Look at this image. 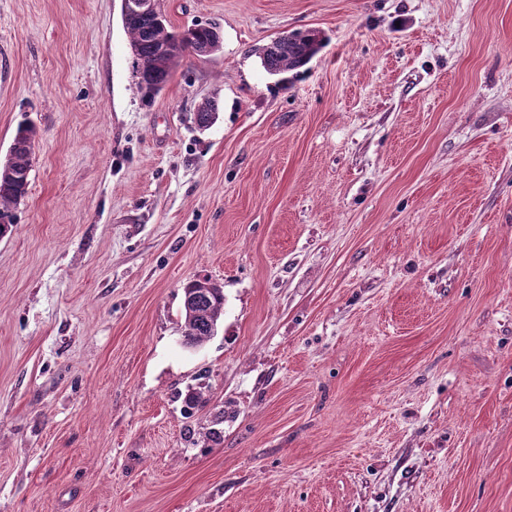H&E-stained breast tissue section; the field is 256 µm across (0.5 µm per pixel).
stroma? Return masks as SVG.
Segmentation results:
<instances>
[{
  "label": "stroma",
  "mask_w": 512,
  "mask_h": 512,
  "mask_svg": "<svg viewBox=\"0 0 512 512\" xmlns=\"http://www.w3.org/2000/svg\"><path fill=\"white\" fill-rule=\"evenodd\" d=\"M163 3L148 104L122 0H0V512H512V0ZM159 0H122L125 16H137L123 19L124 27L130 38V48L138 85L145 100L151 101L168 83L173 69L186 52L198 56L212 54L220 48V38L213 25H195L176 32L171 29L165 15L158 21ZM181 36V44L176 52L168 55L161 48L175 37ZM282 37L264 47L259 56L263 68L270 75L298 71L306 66L324 45V38L316 30L292 32ZM36 134L31 124H20L9 153L0 162V238L16 224L15 208L28 194ZM191 303L189 310L184 302ZM224 317V288L209 279H193L183 286V342L202 345L214 335Z\"/></svg>",
  "instance_id": "stroma-1"
}]
</instances>
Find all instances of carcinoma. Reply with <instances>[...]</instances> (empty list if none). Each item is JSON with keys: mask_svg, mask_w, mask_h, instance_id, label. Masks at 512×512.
Listing matches in <instances>:
<instances>
[{"mask_svg": "<svg viewBox=\"0 0 512 512\" xmlns=\"http://www.w3.org/2000/svg\"><path fill=\"white\" fill-rule=\"evenodd\" d=\"M123 24L130 38L138 85L147 101L164 89L185 53L202 56L220 48L215 25H196L176 32L167 19L159 20L154 15L125 19ZM177 36L181 37V44L176 52L169 55L162 51ZM323 45L324 38L316 30L292 32L262 49L261 64L271 75L294 72L306 66ZM217 114V100L207 98L195 114L196 123L207 128ZM35 138L36 129L32 125L20 124L9 153L0 162V238L16 224L15 208L28 194ZM182 299L191 303L190 308H182L183 342L201 345L210 340L224 317V288L209 278H196L183 286Z\"/></svg>", "mask_w": 512, "mask_h": 512, "instance_id": "cac0c4a2", "label": "carcinoma"}]
</instances>
